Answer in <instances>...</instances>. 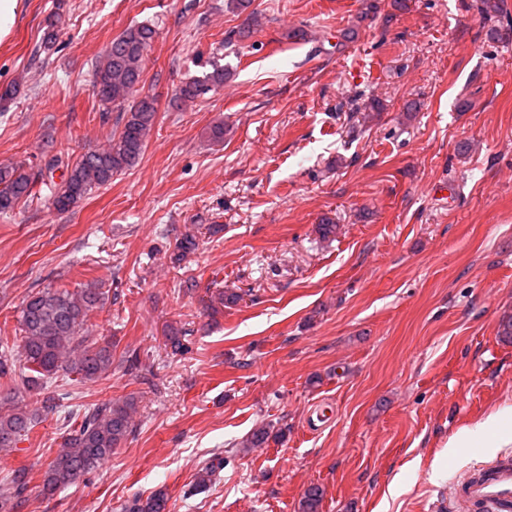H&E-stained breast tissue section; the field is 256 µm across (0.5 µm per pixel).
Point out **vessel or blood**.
Segmentation results:
<instances>
[{"instance_id": "vessel-or-blood-1", "label": "vessel or blood", "mask_w": 512, "mask_h": 512, "mask_svg": "<svg viewBox=\"0 0 512 512\" xmlns=\"http://www.w3.org/2000/svg\"><path fill=\"white\" fill-rule=\"evenodd\" d=\"M460 496L473 512H512V458L486 462L461 484Z\"/></svg>"}]
</instances>
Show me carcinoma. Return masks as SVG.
I'll use <instances>...</instances> for the list:
<instances>
[{"mask_svg":"<svg viewBox=\"0 0 512 512\" xmlns=\"http://www.w3.org/2000/svg\"><path fill=\"white\" fill-rule=\"evenodd\" d=\"M476 9L483 19L491 20L503 12L502 0H477ZM61 20L58 12L47 17L34 54L56 50ZM156 35L151 25H131L99 56L93 74L94 90L103 118L119 111V129L105 146L87 151L72 163L57 155L45 163L48 170L59 166L67 169L65 179L48 198V204L56 211L69 210L93 189L110 184L112 177L138 163L154 127L157 107L154 96L135 97L133 92L142 82L146 58ZM225 78L224 66L213 63L210 71L184 82L176 91L173 103L179 106L194 102L222 88ZM42 183L41 169L27 170L21 165L0 167V213L7 215L21 201L38 196L37 187ZM196 247V235L186 232L176 239L170 258L179 263ZM215 299L217 304L209 305L213 315L219 312V306L240 301L241 295L219 289ZM102 301L103 292L94 282L77 291L65 287L43 288L23 301L20 345L15 347L0 339V378L9 380L0 394V402L9 405L8 412L0 414V449L16 447L39 416L57 408L51 396L31 405L25 402L22 391L41 395L48 380L61 371L74 375L83 384L97 383L112 374V337L88 335L89 313L100 307ZM17 362L22 366L20 384L16 380ZM136 410L137 399L133 395L111 398L87 408L79 425L62 437L60 449L45 473L42 492L52 494L61 487L79 483L111 456L134 432ZM281 438V432L273 434L259 428L247 439L246 447L260 448ZM218 469L220 463L213 461L199 469L191 493L206 487ZM27 488L25 471H17L7 490L0 492V512H21ZM323 495L321 487H308L300 500L299 512H320ZM167 504V492L158 489L144 500H134L126 512H168Z\"/></svg>","mask_w":512,"mask_h":512,"instance_id":"obj_1","label":"carcinoma"}]
</instances>
